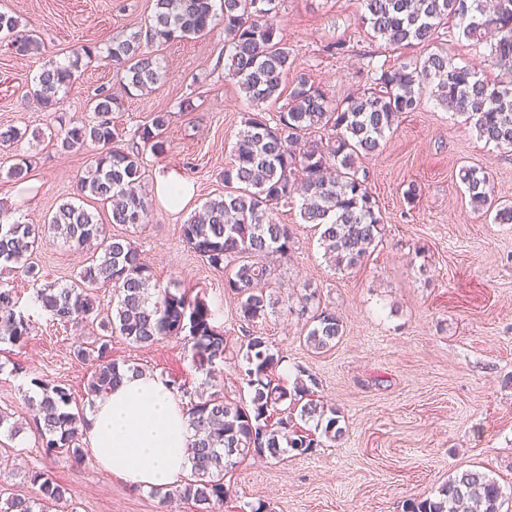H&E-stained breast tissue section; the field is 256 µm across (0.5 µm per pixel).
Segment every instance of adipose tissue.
Wrapping results in <instances>:
<instances>
[{"instance_id":"adipose-tissue-1","label":"adipose tissue","mask_w":512,"mask_h":512,"mask_svg":"<svg viewBox=\"0 0 512 512\" xmlns=\"http://www.w3.org/2000/svg\"><path fill=\"white\" fill-rule=\"evenodd\" d=\"M83 434L96 464L137 489L179 485L191 469L186 404L152 373L126 374L98 398Z\"/></svg>"}]
</instances>
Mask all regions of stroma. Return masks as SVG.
I'll use <instances>...</instances> for the list:
<instances>
[{
    "label": "stroma",
    "mask_w": 512,
    "mask_h": 512,
    "mask_svg": "<svg viewBox=\"0 0 512 512\" xmlns=\"http://www.w3.org/2000/svg\"><path fill=\"white\" fill-rule=\"evenodd\" d=\"M280 35L293 51L296 73L327 89L334 100L362 89L367 58L396 59L397 53L368 34L358 0H279ZM41 43L38 54L21 57L0 44V126L45 127L50 118L29 95L40 69L68 64L81 45L97 46L98 57L82 60L63 101L68 117L90 123L89 106L99 88L117 98L116 126L130 130L156 112L170 115L164 154H146L147 189L167 170L193 187L177 208L154 200L135 239L159 287L173 285L203 299L215 324L236 343L249 333L267 336L283 362L275 372L293 386L300 373L316 381V398L336 409L344 435L278 460L250 457L224 477L229 491L220 512H405L410 501L438 496L449 478L465 470L493 476L512 494V224H494L475 212L461 189L462 165L482 168L493 194L512 201V151L480 140L434 98L401 115L379 153L364 160L371 190L385 224L381 243L353 269L330 267L314 225L298 208L282 209L293 225L288 258L267 257L272 285L282 294L317 289L322 305L336 311L345 332L331 350L318 353L304 341L302 317L281 311L246 324L236 314L224 276L193 252L180 236L187 217L224 192L242 116L252 106L225 76L224 28L154 45L164 70L152 92L125 94L120 74L102 57L112 39L144 27L154 0H0ZM341 42L344 56L326 51ZM189 109H180L183 99ZM98 153L89 144L58 151L53 141L25 138L0 146V156L19 154L31 162L25 188L0 179V210L11 220L41 223L69 200L75 183ZM415 199H407L409 187ZM85 253L59 242L44 243L35 260L46 281L63 283L79 270ZM30 321L24 349L0 346V410L28 422L24 393L34 377L69 385L86 404L89 365L73 355L75 341H92L99 329L54 324L32 299L23 277L0 272ZM114 360L138 364L163 378L195 388L205 376L191 360L187 338H165L138 347L116 336ZM46 471L68 490L54 512H195L192 504L162 502L150 492L112 478L94 459L75 464L50 454L38 436L0 428V486L28 493L27 469Z\"/></svg>",
    "instance_id": "1"
}]
</instances>
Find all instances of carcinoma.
I'll return each instance as SVG.
<instances>
[{"label":"carcinoma","instance_id":"carcinoma-1","mask_svg":"<svg viewBox=\"0 0 512 512\" xmlns=\"http://www.w3.org/2000/svg\"><path fill=\"white\" fill-rule=\"evenodd\" d=\"M271 0H221L225 43L229 53L225 76L256 105L243 116L231 159L224 166V194L206 201L181 225V237L208 265L224 273V290L237 299L239 321L254 323L277 312L286 300L269 287L271 269L260 257H288L293 227L276 219L274 209L300 201L299 215L320 230V246L332 266H357L382 241L385 224L359 161L378 153L386 134L401 115L414 112L426 93L471 126L486 143L512 148V0H360V20L373 38L397 49L420 46L419 58L394 63L369 59L368 87L339 102L304 75L288 81L293 55L280 37ZM217 20L214 0H155L152 22L124 38L112 39L106 59L124 74L126 86L147 91L160 77V66L149 46L176 38L202 35ZM459 29L476 48L485 47V61L498 71L488 79L448 57L449 25ZM0 40L14 54L28 56L40 42L17 18L0 12ZM96 56V47L83 45L69 65L49 64L37 75L33 102L43 112L57 111L82 58ZM283 101L267 117L263 106ZM115 98L107 90L91 99L97 115L92 123L53 116L50 135L68 152L87 142L103 145L87 175L78 179L75 195L92 197L110 206L109 224L137 229L152 207L144 183L145 149L166 151L163 132L169 113L156 112L151 121L122 132L112 121ZM27 129L0 128V144L21 142ZM30 160L20 156L6 171L15 185L27 181ZM471 207L495 211L494 222L512 223V205H494L490 180L471 166L459 170ZM46 240L80 248L96 243V255L65 285L41 283L32 256ZM0 268L21 274L31 283L34 301L52 321L78 326L98 321L101 336L76 345L74 356L91 363L87 398L112 390L121 372L140 368L110 359L112 337L139 346L163 338L188 336L196 369L206 374L208 391H190L176 379L169 385L188 398L190 422L198 439L192 449L191 478L172 488L151 491L163 499L193 503L197 512H216L224 504V471L254 454L276 460L289 451L306 454L319 440L297 421L316 422L315 429L331 441L341 438L336 410L314 398L303 380L293 388L274 382L283 361L269 338L250 333L231 351L224 331L214 324L206 303L186 290L152 285V271L143 261L134 236L116 237L108 224L84 206L60 204L45 224L3 221L0 212ZM112 293V313L99 316L97 293ZM298 313L309 316L305 338L317 353L336 346L344 322L336 311L321 306L319 295L304 286L297 296ZM29 321L17 310L13 289L0 285V344L21 347L29 339ZM240 360L239 375L248 387L243 403L224 392L218 367ZM33 394L25 397L33 428L50 453L85 460L84 415L74 411L70 387L38 377L30 380ZM289 405L290 415L281 409ZM31 495L0 490V512H52L67 488L42 470L25 472ZM505 503L498 481L479 470H466L448 479L439 495L412 501L407 512H502Z\"/></svg>","mask_w":512,"mask_h":512}]
</instances>
